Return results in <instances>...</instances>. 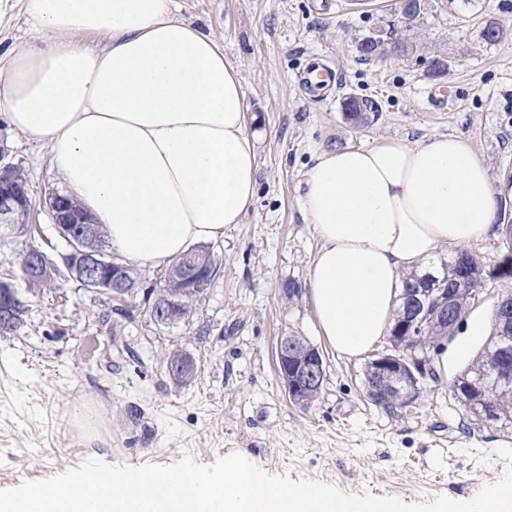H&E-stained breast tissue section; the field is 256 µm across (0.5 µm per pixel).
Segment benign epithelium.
<instances>
[{"mask_svg": "<svg viewBox=\"0 0 512 512\" xmlns=\"http://www.w3.org/2000/svg\"><path fill=\"white\" fill-rule=\"evenodd\" d=\"M5 149L0 145V224L19 223L18 215L29 216L30 205L26 191L14 182V166L3 163ZM51 224L59 236L65 240L69 251L64 257L67 274L78 281L85 290L92 293H107L115 301H123L122 292L128 287L123 266L104 255L96 247L97 230L89 215L73 210L62 195L56 193L46 204ZM200 268L190 261H180L171 265L165 273V283H179L185 288H199L197 279ZM500 320L505 334L512 333V298L499 297ZM17 304L13 288L0 291V318L11 319L12 307ZM425 298L416 297L412 304L409 321L402 335L389 336L390 346L378 354L369 364L366 372V392L372 397L384 399L385 388L395 382L411 376L424 379L430 375L431 361L427 358L404 359L401 351L403 342L411 341L410 332L417 325L430 321L429 309L425 308ZM162 315L163 325L169 326L184 317L166 308V297L160 296L152 306ZM276 357L280 369V378L287 392L296 403L305 402V393L319 385L326 366L317 348L295 346L290 337L282 336L276 346Z\"/></svg>", "mask_w": 512, "mask_h": 512, "instance_id": "7a95c632", "label": "benign epithelium"}]
</instances>
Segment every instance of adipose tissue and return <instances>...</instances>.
<instances>
[{
    "instance_id": "obj_1",
    "label": "adipose tissue",
    "mask_w": 512,
    "mask_h": 512,
    "mask_svg": "<svg viewBox=\"0 0 512 512\" xmlns=\"http://www.w3.org/2000/svg\"><path fill=\"white\" fill-rule=\"evenodd\" d=\"M37 42L0 67V115L46 143L66 194L129 260L165 265L222 238L257 192L242 79L174 0H23ZM106 34L103 52L82 39ZM303 212L319 332L364 355L385 336L401 273L493 232L498 189L469 138H395L316 154Z\"/></svg>"
}]
</instances>
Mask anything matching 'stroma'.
<instances>
[{"label": "stroma", "instance_id": "stroma-1", "mask_svg": "<svg viewBox=\"0 0 512 512\" xmlns=\"http://www.w3.org/2000/svg\"><path fill=\"white\" fill-rule=\"evenodd\" d=\"M503 0H428L421 24L405 28L398 0H174L178 17L211 33L237 69L255 132L256 201L210 248L220 270L189 319L158 329L138 303L124 340L132 356L106 371L99 315L112 301L58 278L30 293L26 323L0 335V490L47 479L88 458L132 467L170 464L191 454L209 466L237 452L267 473L417 503L440 495L474 498L506 470L496 450L512 430L474 421L452 383L480 355L500 279L484 289L444 343L443 381L425 380L418 399L388 412L367 398V358L326 348L308 300V271L320 241L302 210L305 174L315 155L392 138L468 137L494 182L512 177V36L490 43L486 19L512 26ZM391 30L407 55L362 61L360 37ZM21 0H0V55L31 44ZM448 56L447 76L432 79L433 53ZM334 66L331 99L305 92L298 76L313 56ZM377 99V120L354 129L340 104L349 93ZM8 162L29 185L34 244L51 259L67 249L44 208L60 190L44 142L13 131L0 117ZM295 282L298 296L282 287ZM320 348L326 376L318 398L292 403L279 378V336ZM190 353L191 384L166 375L161 356ZM492 454L482 463L477 453Z\"/></svg>", "mask_w": 512, "mask_h": 512}]
</instances>
